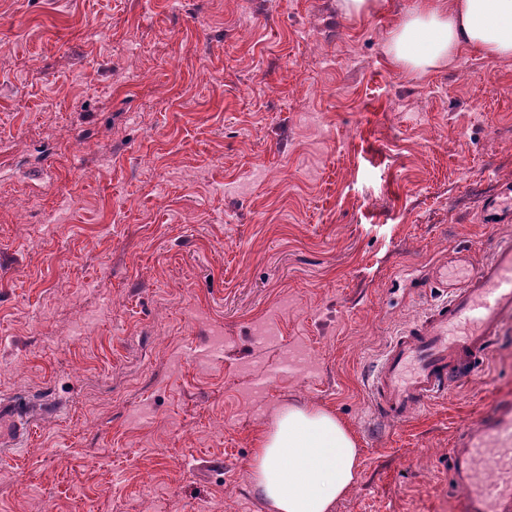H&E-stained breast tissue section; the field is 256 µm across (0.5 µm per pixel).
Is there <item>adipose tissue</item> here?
<instances>
[{"label":"adipose tissue","instance_id":"obj_1","mask_svg":"<svg viewBox=\"0 0 512 512\" xmlns=\"http://www.w3.org/2000/svg\"><path fill=\"white\" fill-rule=\"evenodd\" d=\"M465 49L512 60V0H415L386 41L391 62L418 75L451 66ZM249 469L267 512H333L356 480L357 443L334 413L287 405Z\"/></svg>","mask_w":512,"mask_h":512}]
</instances>
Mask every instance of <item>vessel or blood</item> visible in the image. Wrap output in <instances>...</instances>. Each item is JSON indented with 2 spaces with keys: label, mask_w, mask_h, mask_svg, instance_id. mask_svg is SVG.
Listing matches in <instances>:
<instances>
[{
  "label": "vessel or blood",
  "mask_w": 512,
  "mask_h": 512,
  "mask_svg": "<svg viewBox=\"0 0 512 512\" xmlns=\"http://www.w3.org/2000/svg\"><path fill=\"white\" fill-rule=\"evenodd\" d=\"M487 223L512 221L500 198L483 206ZM433 282L446 298L390 343L371 394L376 410L393 421L447 392L460 367L474 366L512 316V241L497 245L490 261L440 264ZM450 481L461 512H512V405L497 407L458 437Z\"/></svg>",
  "instance_id": "b4317fda"
}]
</instances>
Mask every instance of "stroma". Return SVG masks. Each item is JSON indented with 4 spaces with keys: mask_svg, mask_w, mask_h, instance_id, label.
I'll list each match as a JSON object with an SVG mask.
<instances>
[{
    "mask_svg": "<svg viewBox=\"0 0 512 512\" xmlns=\"http://www.w3.org/2000/svg\"><path fill=\"white\" fill-rule=\"evenodd\" d=\"M412 4L0 0V406L30 424L0 512H265L249 464L288 403L358 441L334 512H457L448 457L512 403V320L407 420L369 375L438 300V260L512 238L482 214L512 183V61L402 71L385 41ZM62 137L85 151L60 160Z\"/></svg>",
    "mask_w": 512,
    "mask_h": 512,
    "instance_id": "obj_1",
    "label": "stroma"
}]
</instances>
